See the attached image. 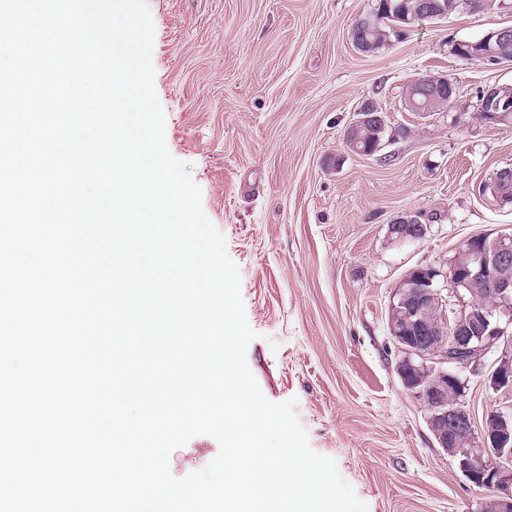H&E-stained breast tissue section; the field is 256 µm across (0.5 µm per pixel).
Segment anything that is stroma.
Instances as JSON below:
<instances>
[{
  "label": "stroma",
  "mask_w": 512,
  "mask_h": 512,
  "mask_svg": "<svg viewBox=\"0 0 512 512\" xmlns=\"http://www.w3.org/2000/svg\"><path fill=\"white\" fill-rule=\"evenodd\" d=\"M377 0H147L153 86L170 154L188 163L202 209L238 268L246 359L267 400L296 399L317 454L333 458L369 512H477L482 490L439 448L426 411L402 385L389 335L391 294L411 268L447 269L476 234L512 233V205L478 194L512 166V122L475 119L479 91L512 84V64L453 55L450 43L512 26L497 8L422 22L367 54L355 19ZM448 76L453 100L408 111L403 91ZM407 133L392 164L361 156L345 132L363 101ZM403 212L431 220L427 237L391 239ZM475 418L512 411V391L468 381ZM213 437L175 449L172 475L205 468Z\"/></svg>",
  "instance_id": "35a3bbf8"
}]
</instances>
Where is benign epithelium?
I'll return each mask as SVG.
<instances>
[{
    "label": "benign epithelium",
    "mask_w": 512,
    "mask_h": 512,
    "mask_svg": "<svg viewBox=\"0 0 512 512\" xmlns=\"http://www.w3.org/2000/svg\"><path fill=\"white\" fill-rule=\"evenodd\" d=\"M459 57L494 65L512 62V26L485 34L479 41H454ZM430 99L454 87L444 75L412 80ZM481 121L498 123L512 116V84L482 90ZM430 229L415 212L389 225L399 243L424 238ZM462 251L465 264L411 268L394 289L388 329L398 351L395 371L404 388L419 400L439 447L453 458L470 483L489 491L479 512H512V414L491 409L476 428L462 398L467 375H486L490 388L512 391V343L502 344L512 326V233L473 236ZM488 287L495 303L473 299L474 288Z\"/></svg>",
    "instance_id": "obj_1"
}]
</instances>
